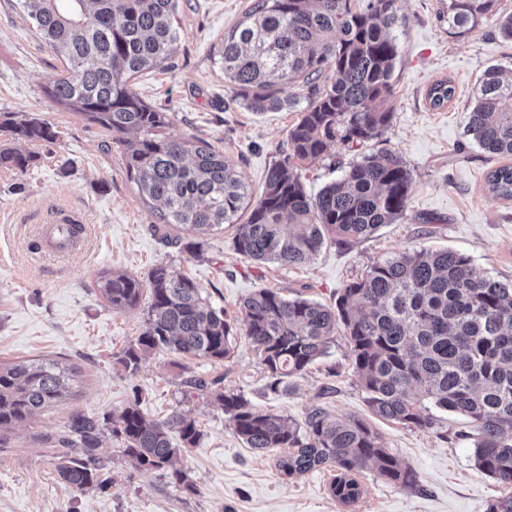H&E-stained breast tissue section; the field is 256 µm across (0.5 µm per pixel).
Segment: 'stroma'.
Masks as SVG:
<instances>
[{
    "instance_id": "1",
    "label": "stroma",
    "mask_w": 512,
    "mask_h": 512,
    "mask_svg": "<svg viewBox=\"0 0 512 512\" xmlns=\"http://www.w3.org/2000/svg\"><path fill=\"white\" fill-rule=\"evenodd\" d=\"M254 2L179 0L176 55L168 67L139 74L129 85L147 104L170 113L167 135L209 142L256 194L299 114L250 111L224 79L218 48ZM511 13L512 0H497L495 16L460 35L448 25V0H399L390 30L398 47L390 127L363 148L330 147L323 159L304 163L302 173L314 194L362 153L395 151L413 175L407 218L348 248L325 243L310 261L283 267L241 256L229 225L208 235L198 256L154 235L156 212L128 176L117 136L44 95L62 64L20 0H0V113L24 112L61 132L26 173L0 169V361L55 360L68 375L59 402L0 441V512H488L505 489L476 469L466 436L470 425L451 412L438 413L426 429L374 420L386 447L412 469L415 484L397 487L369 466L358 476L363 493L350 505L331 494L333 469L281 475L276 453L246 448L223 410L204 398L186 407L202 432L183 461L195 485L191 493L118 454L107 466V490L75 492L60 480L52 446L73 414L117 412L138 394L147 416L162 419L181 399V371L170 353L151 354L133 373L122 367L123 351L144 327L147 305L110 308L97 286L106 273L143 280L156 264L166 263L231 315L261 287L335 305L347 282L373 262L413 249L455 250L480 274L511 281L512 200L497 197L488 183L503 161L480 149L466 130L483 72L512 68V42L500 36L497 24ZM439 80L451 81L455 96L435 109L426 92ZM63 213L84 224L83 246L59 259H35L36 230ZM235 344L230 361L194 359L190 370L208 378L223 375L225 389L298 421L315 408L338 418L368 416L345 336L336 335L327 356L294 378L285 396L271 393L268 374L245 336Z\"/></svg>"
}]
</instances>
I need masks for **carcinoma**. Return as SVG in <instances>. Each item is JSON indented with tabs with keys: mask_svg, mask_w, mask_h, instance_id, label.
Here are the masks:
<instances>
[{
	"mask_svg": "<svg viewBox=\"0 0 512 512\" xmlns=\"http://www.w3.org/2000/svg\"><path fill=\"white\" fill-rule=\"evenodd\" d=\"M496 0H448V25L464 34L494 14ZM62 73L45 90L49 98L119 136L128 176L139 195L156 201V234L181 244L170 229L203 235L234 224L236 251L255 262L300 265L325 241L349 246L385 224L407 217L413 186L410 169L392 150L350 162L336 181L307 193L301 163L323 157L342 143L361 146L392 121L391 77L398 55L389 29L398 0H256L224 37L218 56L224 78L253 112L298 107L280 160L268 171L247 219L238 222L252 192L239 171L211 144L164 133L171 117L131 92L130 79L161 67L177 52L173 25L178 0H22ZM449 81L427 91L439 109L454 97ZM11 139L49 146L57 126L20 112L0 115ZM467 132L488 154L512 159V74L499 68L481 79L467 113ZM35 152L0 149V168L26 172ZM492 191L512 199V165L488 176ZM101 294L113 308L147 298L142 332L120 363L131 372L165 349L181 360L223 362L235 353L234 324L242 325L265 365L269 389L288 393V380L325 355L343 327L353 373L370 413L407 427L429 428L430 407L465 417L475 432L477 469L512 487V283L476 271L468 256L452 250H412L375 261L351 280L336 308L287 298L258 288L233 320L210 306L195 281L164 264L140 280L124 273L101 277ZM66 391L53 361L0 364V433L54 405ZM182 402L204 396L224 410L233 434L260 453L286 448L276 466L287 477L324 466L336 469L333 495L358 501L356 480L371 465L382 479L403 488L413 472L389 451L372 424L359 417L335 419L318 408L299 423L255 408L221 386V378L189 375ZM177 433L179 442L171 439ZM109 434L116 452L141 470L161 471L191 492L181 466L201 437L181 409L152 420L135 394L119 413L75 414L54 449L59 477L77 491L107 488V459L100 453Z\"/></svg>",
	"mask_w": 512,
	"mask_h": 512,
	"instance_id": "cac0c4a2",
	"label": "carcinoma"
}]
</instances>
